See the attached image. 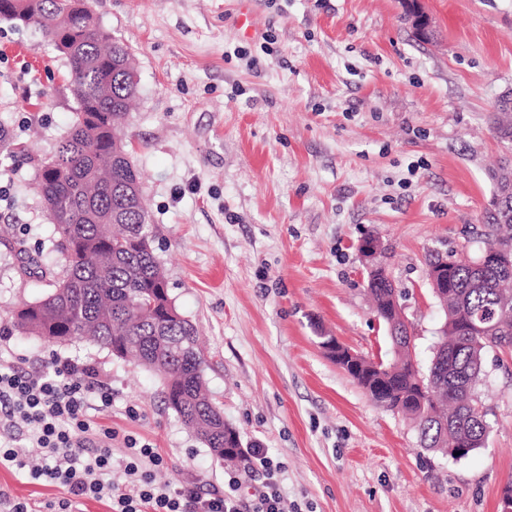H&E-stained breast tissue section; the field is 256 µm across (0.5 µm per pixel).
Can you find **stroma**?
I'll return each instance as SVG.
<instances>
[{
  "instance_id": "1",
  "label": "stroma",
  "mask_w": 512,
  "mask_h": 512,
  "mask_svg": "<svg viewBox=\"0 0 512 512\" xmlns=\"http://www.w3.org/2000/svg\"><path fill=\"white\" fill-rule=\"evenodd\" d=\"M433 37L414 39L401 0H89L134 55L125 127L156 254L178 311L198 329L204 379L244 448L280 466L300 512H501L512 480V349L487 350L486 445L462 459L421 447L406 416L377 407L321 339L391 360L359 252L381 260L427 369L444 312L435 259L484 247L499 161L492 117L512 95V0H421ZM77 108L66 58L33 27L0 22V330L61 268L37 186ZM95 366L112 389L98 424L112 457L135 436L163 455L161 483L223 487L249 505L264 477L217 460L162 400L160 380L86 339L12 334L0 363L49 353ZM0 490L34 512L62 489L0 467Z\"/></svg>"
}]
</instances>
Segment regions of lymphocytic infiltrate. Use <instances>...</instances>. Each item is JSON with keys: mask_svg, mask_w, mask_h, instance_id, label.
<instances>
[{"mask_svg": "<svg viewBox=\"0 0 512 512\" xmlns=\"http://www.w3.org/2000/svg\"><path fill=\"white\" fill-rule=\"evenodd\" d=\"M112 390L93 367L53 357L44 370L27 371L0 364V467L14 469L31 480L63 490L51 512H80L87 498H109L112 512H240L235 497L238 478L227 490L203 493L195 486H173L155 480L165 460L151 444L125 436L127 454L112 458L111 429L99 427L93 412L111 408ZM41 451L42 460L30 465L21 443ZM266 472L252 512H288L277 470L264 449H252ZM120 467L123 483L108 482L106 474Z\"/></svg>", "mask_w": 512, "mask_h": 512, "instance_id": "obj_1", "label": "lymphocytic infiltrate"}]
</instances>
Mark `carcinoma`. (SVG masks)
I'll use <instances>...</instances> for the list:
<instances>
[{
    "instance_id": "cac0c4a2",
    "label": "carcinoma",
    "mask_w": 512,
    "mask_h": 512,
    "mask_svg": "<svg viewBox=\"0 0 512 512\" xmlns=\"http://www.w3.org/2000/svg\"><path fill=\"white\" fill-rule=\"evenodd\" d=\"M0 20L38 27L71 68L78 109L38 170L56 246L66 256L49 271L52 289L12 316L15 331L44 342L87 336L116 357L154 371L164 367V403L226 466L242 456L237 432L205 390L198 332L166 311L165 275L140 182L117 131L137 95L127 45L94 19L86 0H0ZM492 208L483 215L485 245H512V166L494 174ZM456 259L448 278V330L427 372L401 352L379 372L364 357L356 368L333 358L381 408L413 421L425 448L461 459L485 447L489 425L477 386L487 349L512 348V251L483 265ZM394 288L368 293L384 325L398 323Z\"/></svg>"
}]
</instances>
